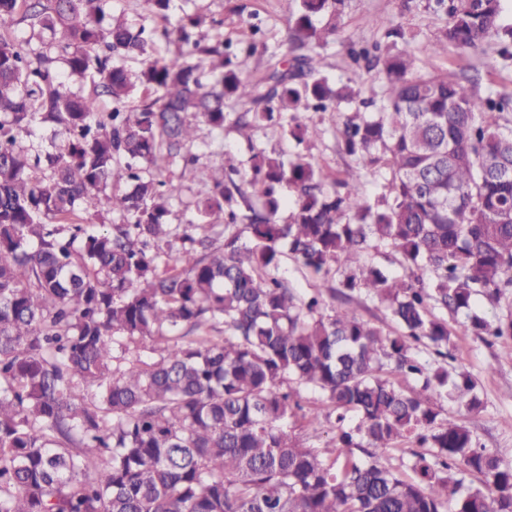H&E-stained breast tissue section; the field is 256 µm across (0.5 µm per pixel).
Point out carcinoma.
<instances>
[{"label":"carcinoma","mask_w":512,"mask_h":512,"mask_svg":"<svg viewBox=\"0 0 512 512\" xmlns=\"http://www.w3.org/2000/svg\"><path fill=\"white\" fill-rule=\"evenodd\" d=\"M146 3L133 25L111 0H0V512H512V466L433 401L473 410L475 382L418 355L448 358L436 308L465 313L473 336H512V318L476 306L512 293V92L480 96L377 43L350 50L355 78L336 87L306 49L336 38L344 0H299L289 64L273 51L248 77L259 26L211 40L205 13L173 23L170 0ZM428 7L447 17L432 53L481 54L496 36L512 59L501 0ZM20 24L36 45L8 33ZM160 42L175 50L154 58ZM343 104L356 168L330 190L311 163L253 145L268 126L301 144L297 113ZM200 122L247 139L250 166L226 153L201 167L211 194L173 226ZM36 125L59 142H34ZM382 247L404 274L373 263ZM288 258L338 286L296 294ZM363 289L393 330L327 312L324 291L350 304ZM305 391L330 446L288 432ZM392 449L413 477L381 463Z\"/></svg>","instance_id":"1"}]
</instances>
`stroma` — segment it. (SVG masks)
Segmentation results:
<instances>
[{
  "label": "stroma",
  "instance_id": "obj_1",
  "mask_svg": "<svg viewBox=\"0 0 512 512\" xmlns=\"http://www.w3.org/2000/svg\"><path fill=\"white\" fill-rule=\"evenodd\" d=\"M299 0H173L171 15L182 9H200L207 15L223 19L225 37L245 41L251 36L250 22L258 20L269 49H275L280 59L288 53L282 42L286 26L296 13ZM395 19L405 32V47L420 60L422 70L465 74L477 79L481 93L512 89V60L499 56L497 44H489L486 54L471 55L449 49L442 55L432 54L429 44L446 18L427 9L426 0H346L342 26L335 41L322 49L327 64L326 73L336 85L346 84L354 63L348 54L349 44L388 46L383 30L373 26L374 17ZM305 122L311 127L303 144L284 139L276 127L260 130L253 144L272 151H287L289 157H301L322 169L329 179H345L354 168L353 162L337 145L343 122L342 110L308 112ZM462 317L449 318L451 339L448 345L454 357L453 368L469 373L476 383L481 400L479 407L468 410L459 407L449 396L438 403L443 415L452 416L466 425L479 445L495 453L503 464L512 465V359L505 352L512 348V339L504 338L486 344L463 331Z\"/></svg>",
  "mask_w": 512,
  "mask_h": 512
}]
</instances>
